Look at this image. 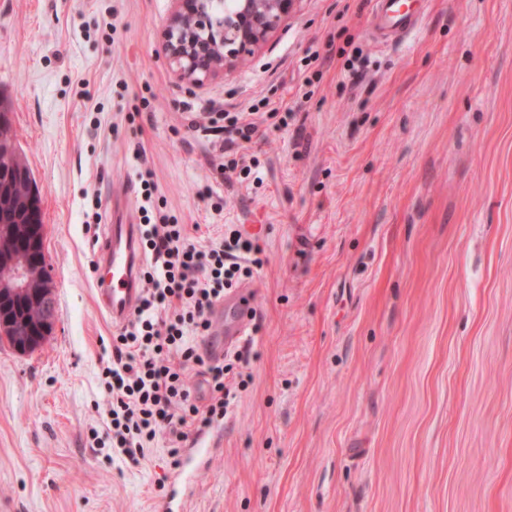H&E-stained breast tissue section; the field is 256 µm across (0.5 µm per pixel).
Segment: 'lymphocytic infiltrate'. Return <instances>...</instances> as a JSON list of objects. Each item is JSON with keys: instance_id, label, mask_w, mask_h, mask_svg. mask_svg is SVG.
I'll list each match as a JSON object with an SVG mask.
<instances>
[{"instance_id": "obj_1", "label": "lymphocytic infiltrate", "mask_w": 512, "mask_h": 512, "mask_svg": "<svg viewBox=\"0 0 512 512\" xmlns=\"http://www.w3.org/2000/svg\"><path fill=\"white\" fill-rule=\"evenodd\" d=\"M225 171L250 175L239 150L251 143L259 127L249 114L224 116ZM141 246L153 260L142 268V294L133 317L112 339L101 385L107 396L106 444L132 465H139L160 434H167L169 455L179 453L190 435L201 434L226 416L231 389L227 374L248 364L249 351L236 350L225 359L211 358L201 348L212 327L211 313L227 290L252 277L260 266V247L243 225H227L222 235L201 242L169 214L154 195L150 168H141ZM205 378L209 396L199 404L188 388V368Z\"/></svg>"}]
</instances>
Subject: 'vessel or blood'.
<instances>
[{
	"label": "vessel or blood",
	"mask_w": 512,
	"mask_h": 512,
	"mask_svg": "<svg viewBox=\"0 0 512 512\" xmlns=\"http://www.w3.org/2000/svg\"><path fill=\"white\" fill-rule=\"evenodd\" d=\"M372 15L376 32L384 39L393 34L412 33L416 26L414 14L403 11L401 0H374ZM139 240V226L128 223L123 210H113L112 222L106 225L94 257L97 275L93 287L101 310L115 324L129 319L141 295ZM253 299L252 290L238 288L226 294L223 302L214 308L215 330L205 343L211 355L223 357L244 336L254 315ZM204 467L197 449H189L172 484L164 512H183L196 475Z\"/></svg>",
	"instance_id": "obj_1"
}]
</instances>
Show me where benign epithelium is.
<instances>
[{
	"mask_svg": "<svg viewBox=\"0 0 512 512\" xmlns=\"http://www.w3.org/2000/svg\"><path fill=\"white\" fill-rule=\"evenodd\" d=\"M175 8L162 37L163 51L177 78L201 86L210 78L254 53L290 16L299 0H227L224 13L213 0H174ZM35 240L27 261L9 260L12 273L0 281V293L31 306L30 319L11 337L19 353L28 351L32 337L47 336L56 319L55 283L41 245L45 225H33Z\"/></svg>",
	"mask_w": 512,
	"mask_h": 512,
	"instance_id": "obj_1",
	"label": "benign epithelium"
}]
</instances>
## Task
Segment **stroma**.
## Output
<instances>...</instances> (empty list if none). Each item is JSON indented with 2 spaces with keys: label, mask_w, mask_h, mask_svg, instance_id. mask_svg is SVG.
<instances>
[{
  "label": "stroma",
  "mask_w": 512,
  "mask_h": 512,
  "mask_svg": "<svg viewBox=\"0 0 512 512\" xmlns=\"http://www.w3.org/2000/svg\"><path fill=\"white\" fill-rule=\"evenodd\" d=\"M410 2L417 32L385 43L370 0H302L193 87L162 50L173 0H0V99L57 301L40 347L0 342V512H163L166 441L138 468L89 441L114 329L84 221L124 197L138 222L144 166L180 223L263 248L252 380L228 378L187 512H512V0ZM263 101L261 178L227 182L192 124Z\"/></svg>",
  "instance_id": "stroma-1"
}]
</instances>
